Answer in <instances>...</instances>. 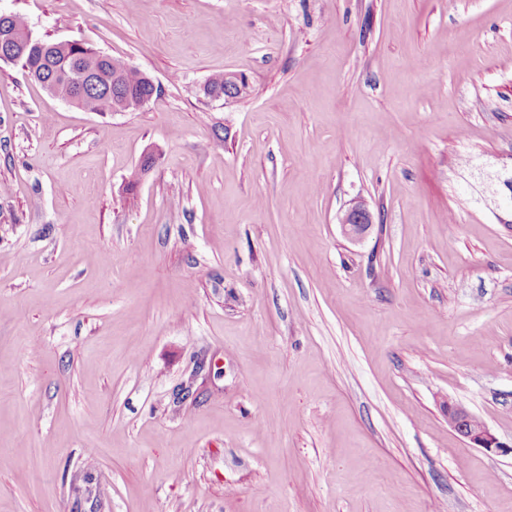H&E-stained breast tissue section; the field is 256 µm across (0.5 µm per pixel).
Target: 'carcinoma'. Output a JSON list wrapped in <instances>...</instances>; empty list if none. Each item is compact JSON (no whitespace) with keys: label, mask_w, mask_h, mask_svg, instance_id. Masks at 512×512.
Masks as SVG:
<instances>
[{"label":"carcinoma","mask_w":512,"mask_h":512,"mask_svg":"<svg viewBox=\"0 0 512 512\" xmlns=\"http://www.w3.org/2000/svg\"><path fill=\"white\" fill-rule=\"evenodd\" d=\"M0 27L19 36L29 30L18 14L1 19ZM19 53L18 65L28 78L89 112H110L115 100L122 103L121 111L135 110L152 92L141 71L82 41L63 43L39 37L22 42ZM79 85L84 93L77 96Z\"/></svg>","instance_id":"obj_1"}]
</instances>
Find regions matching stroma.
<instances>
[{
	"label": "stroma",
	"instance_id": "stroma-1",
	"mask_svg": "<svg viewBox=\"0 0 512 512\" xmlns=\"http://www.w3.org/2000/svg\"><path fill=\"white\" fill-rule=\"evenodd\" d=\"M0 11L161 89L0 61V512H512V0ZM17 43L16 38H7ZM19 57H11L28 78L53 95L72 102L89 112H113L112 103H122L121 112L135 110L149 103L152 86L141 71L125 61L96 51L82 41L56 42L38 37L22 41ZM18 62V63H17ZM84 93L75 95L78 82ZM339 224L347 237L360 240L371 227L372 215L367 207L359 202L340 217ZM448 423L470 445L484 448L487 451H501L511 446L503 445L490 427L479 417L460 405L448 409Z\"/></svg>",
	"mask_w": 512,
	"mask_h": 512
}]
</instances>
